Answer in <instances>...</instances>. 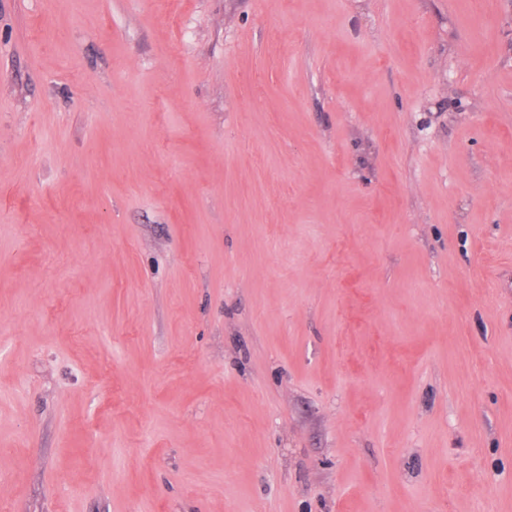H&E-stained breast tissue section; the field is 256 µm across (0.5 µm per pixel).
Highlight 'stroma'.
I'll return each instance as SVG.
<instances>
[{"instance_id": "35a3bbf8", "label": "stroma", "mask_w": 512, "mask_h": 512, "mask_svg": "<svg viewBox=\"0 0 512 512\" xmlns=\"http://www.w3.org/2000/svg\"><path fill=\"white\" fill-rule=\"evenodd\" d=\"M0 512H512V0H0Z\"/></svg>"}]
</instances>
